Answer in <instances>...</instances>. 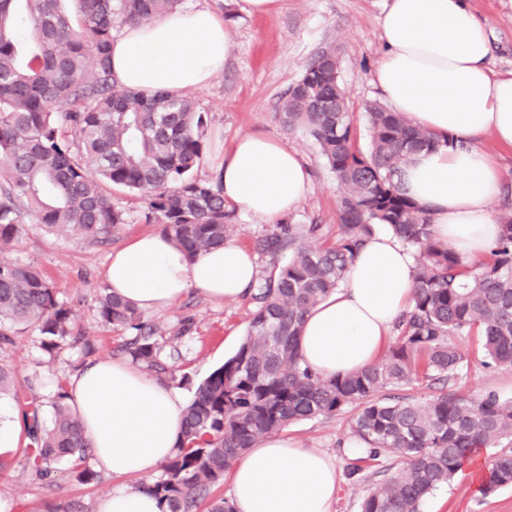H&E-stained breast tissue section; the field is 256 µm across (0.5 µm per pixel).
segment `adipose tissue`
Segmentation results:
<instances>
[{
	"label": "adipose tissue",
	"instance_id": "1",
	"mask_svg": "<svg viewBox=\"0 0 512 512\" xmlns=\"http://www.w3.org/2000/svg\"><path fill=\"white\" fill-rule=\"evenodd\" d=\"M379 25L375 84L392 111L444 140L411 157L402 170L403 188L426 210L436 240L467 259H481L499 234L495 205L503 178L475 142L490 135L512 147V72L489 68L488 24L468 0H389ZM230 52L219 10L194 5L125 26L112 43V76L122 88L180 96L208 85ZM212 162L222 173L225 201L271 222L292 212L310 187L298 154L265 136L240 137ZM413 267L412 252L390 232L371 237L344 286L308 314L299 338L303 362L326 378L372 365L413 303ZM103 279L112 293L149 311L170 307L192 290L211 299L241 296L256 283L258 267L234 242L192 259L163 233H146L113 252ZM68 390L107 474L148 475L173 455L186 407L175 388L108 359L72 377ZM229 474L234 512H334L340 483L335 460L287 435L259 440ZM96 512H160V505L149 492L118 488L97 502Z\"/></svg>",
	"mask_w": 512,
	"mask_h": 512
}]
</instances>
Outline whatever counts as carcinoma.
<instances>
[{
    "label": "carcinoma",
    "mask_w": 512,
    "mask_h": 512,
    "mask_svg": "<svg viewBox=\"0 0 512 512\" xmlns=\"http://www.w3.org/2000/svg\"><path fill=\"white\" fill-rule=\"evenodd\" d=\"M0 0V246L31 218L55 235L73 230L99 243L126 223L112 190L140 194L148 218L173 244L196 257L234 232L221 175L198 180L204 122L191 94L173 97L123 89L111 71L116 27L145 24L177 10L181 0ZM277 119L304 128L341 188V234L321 243V225L287 224L254 242L270 258L269 275L250 289L254 308L236 352L199 383L188 402L182 435L163 473L144 482L162 512H196L233 461L255 442L291 424L353 405L350 430L367 448L350 474L381 458L403 459L380 481L360 512H419L424 497L450 481L487 448L485 494L512 486V400L493 392L472 398L452 389L467 356L452 342L470 336L484 363L512 367V214L501 217L491 257L470 261L434 239L425 211L401 185L403 166L441 144L387 106L365 104L368 144L358 143L336 59L317 54L281 99ZM384 229L416 253L412 306L396 321L394 343L367 369L324 378L305 366L299 336L310 310L342 287L357 252ZM288 254V259L280 257ZM106 325L137 331L125 352L158 374L156 329L109 291L98 302ZM34 325L54 355L74 333L72 310L38 268L0 261V343ZM420 380L450 386L425 401L388 391ZM18 397L15 373L0 364V396ZM50 425L40 405L21 410V454L28 475L42 480L67 462L82 483L97 475L83 466L88 445L59 388Z\"/></svg>",
    "instance_id": "1"
}]
</instances>
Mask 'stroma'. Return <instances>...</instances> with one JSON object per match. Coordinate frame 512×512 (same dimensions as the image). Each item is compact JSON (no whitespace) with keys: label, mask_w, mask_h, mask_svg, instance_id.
<instances>
[{"label":"stroma","mask_w":512,"mask_h":512,"mask_svg":"<svg viewBox=\"0 0 512 512\" xmlns=\"http://www.w3.org/2000/svg\"><path fill=\"white\" fill-rule=\"evenodd\" d=\"M387 0H281L265 15L241 13L235 0H221L219 7L231 32V56L224 71L193 96L204 117L206 151L232 146L241 136L254 133L278 140L296 151L311 174L310 189L288 220L293 224H319L325 241H335L339 226L336 205L341 193L336 176L322 158L309 134L301 128L284 127L275 117L280 100L302 76L313 56L326 46L335 47L340 75L351 112L361 114L365 102L381 100L372 81L380 55L379 17ZM471 6L489 24L493 71H512V0H471ZM114 200L126 212L107 245L90 242L79 234L52 235L41 225H23L20 234L4 249L0 259L33 265L53 279L59 299L73 312L74 325L85 339L63 346L48 356L36 328H21L13 344L0 348V362L12 366L23 385V401H37L43 423L53 418L52 399L58 383L66 382L87 365L121 358L122 345L133 330L105 327L98 315V299L107 288L101 272L112 252L132 238L160 231V224L146 221V205L136 193L118 192ZM253 305L249 296L212 300L188 294L172 307L143 312L145 322L158 329L161 355L175 371L172 385L191 399L197 384L230 357L246 334ZM454 344L469 358L454 383L465 396L496 392L512 400V368L485 367L472 338L457 336ZM21 400V401H22ZM353 407L335 415L289 425L285 433L305 447L319 448L335 457L341 470L335 512H358L359 504L384 477L403 467L391 457L380 465L350 475V438ZM125 486L138 487L136 477ZM117 480L99 474L84 484L66 465H58L44 483L32 482L22 464L0 471V499L11 503V512H44L47 505L78 503L82 512H95L97 501L117 487ZM422 512H512V487L484 496L470 476L457 474L446 487L424 500Z\"/></svg>","instance_id":"1"}]
</instances>
